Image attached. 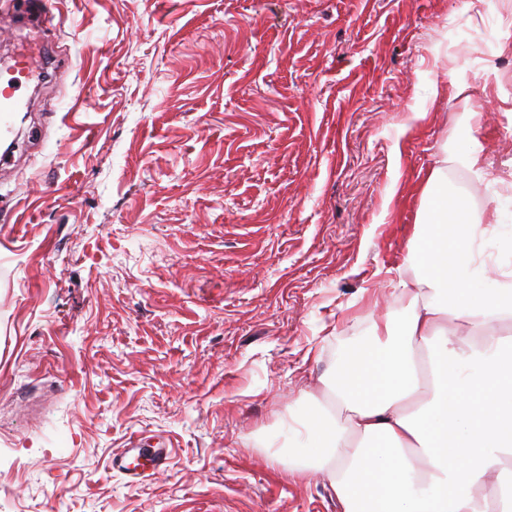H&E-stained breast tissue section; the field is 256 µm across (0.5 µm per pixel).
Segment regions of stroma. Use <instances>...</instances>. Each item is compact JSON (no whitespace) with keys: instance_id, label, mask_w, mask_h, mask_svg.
Listing matches in <instances>:
<instances>
[{"instance_id":"1","label":"stroma","mask_w":512,"mask_h":512,"mask_svg":"<svg viewBox=\"0 0 512 512\" xmlns=\"http://www.w3.org/2000/svg\"><path fill=\"white\" fill-rule=\"evenodd\" d=\"M504 23L472 0H0V77L40 46L0 147V512H339L260 441L296 448L322 378L402 319L383 271L436 167L512 225ZM133 436L170 450L138 483L110 467Z\"/></svg>"}]
</instances>
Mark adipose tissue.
<instances>
[{
    "instance_id": "adipose-tissue-1",
    "label": "adipose tissue",
    "mask_w": 512,
    "mask_h": 512,
    "mask_svg": "<svg viewBox=\"0 0 512 512\" xmlns=\"http://www.w3.org/2000/svg\"><path fill=\"white\" fill-rule=\"evenodd\" d=\"M423 190L424 222L390 281L400 322H374L326 375L289 476L326 477L339 512H512V228L461 195Z\"/></svg>"
}]
</instances>
